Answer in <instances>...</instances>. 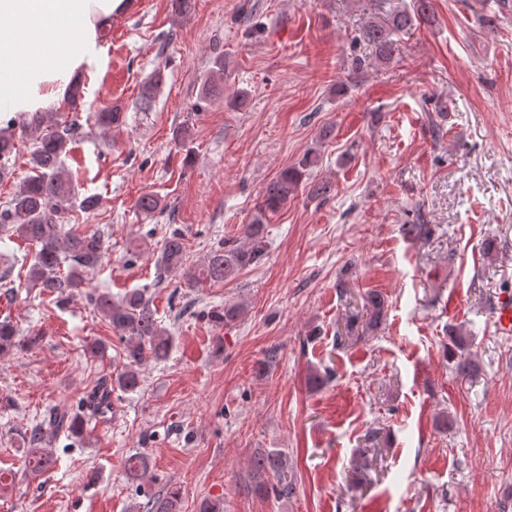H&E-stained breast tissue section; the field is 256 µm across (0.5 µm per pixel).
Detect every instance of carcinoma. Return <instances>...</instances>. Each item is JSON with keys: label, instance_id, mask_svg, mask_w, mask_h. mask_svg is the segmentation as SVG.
I'll list each match as a JSON object with an SVG mask.
<instances>
[{"label": "carcinoma", "instance_id": "1", "mask_svg": "<svg viewBox=\"0 0 512 512\" xmlns=\"http://www.w3.org/2000/svg\"><path fill=\"white\" fill-rule=\"evenodd\" d=\"M432 0H414L413 9H397L386 22L371 25L366 30L367 41L375 48L378 58L389 60L399 33L415 24L434 21ZM224 79V57L217 56L208 79L203 84L200 101L212 96L216 82ZM95 124L105 129L122 124L119 107H104L95 113ZM21 127L36 134V142L30 151L26 165L29 171L18 184L12 199L0 211V233L13 232L31 245L32 264L27 275L28 284L46 295L64 303L77 288L82 287L89 273L101 263L105 252L104 233L100 230L79 232L74 227L60 223L61 214L68 209L75 192L72 178L66 173L63 156L76 131L74 123L67 121L59 112H30L11 118L0 128V181L10 176L9 166L15 150L16 128ZM317 163V155L308 154L297 164L282 170L263 190L261 201L251 223L244 229V242L220 241L213 245L203 262L185 272L190 284L199 281L223 282L235 278L242 270L258 263L267 247V215L288 203L304 184L309 170ZM186 256L185 235L178 227L169 228L157 257V267L167 273L182 266ZM371 314L365 330H373L385 312L384 297L372 291L367 294ZM93 313L107 321L121 334L126 342L122 369L115 377L98 382L80 399L82 411H50L49 415L34 424L27 432L26 442L30 449L28 468L35 475L55 466L54 450L47 442L60 433L81 441L88 434L90 415L103 414L111 406L112 393L119 390L133 392L140 388V367L149 359H165L170 347V334L157 317L145 289H136L115 303L107 291L89 295ZM244 313L238 303H226L209 312L217 325L227 326ZM41 340L39 333L30 331L19 335L11 322H0V354L14 349L30 348ZM448 359L454 362L455 373L471 376L476 371L470 358L466 337H452L448 347ZM149 458L136 453L125 461V470L132 480L144 477ZM286 461L282 452L266 450L257 454L253 461V489L258 494L273 490L280 496L292 493V483L285 476ZM276 483H269V477ZM147 512H180V491L171 489L164 495L148 500Z\"/></svg>", "mask_w": 512, "mask_h": 512}]
</instances>
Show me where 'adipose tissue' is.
Instances as JSON below:
<instances>
[{
	"label": "adipose tissue",
	"instance_id": "adipose-tissue-1",
	"mask_svg": "<svg viewBox=\"0 0 512 512\" xmlns=\"http://www.w3.org/2000/svg\"><path fill=\"white\" fill-rule=\"evenodd\" d=\"M133 0H0V112L47 111L100 59V32Z\"/></svg>",
	"mask_w": 512,
	"mask_h": 512
}]
</instances>
